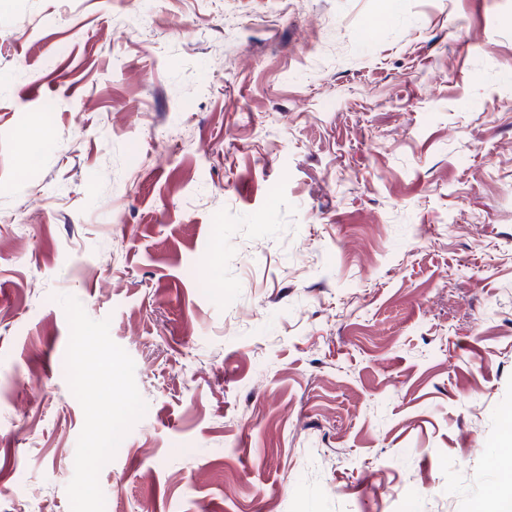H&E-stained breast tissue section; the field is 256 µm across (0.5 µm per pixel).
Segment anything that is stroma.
<instances>
[{
    "label": "stroma",
    "mask_w": 512,
    "mask_h": 512,
    "mask_svg": "<svg viewBox=\"0 0 512 512\" xmlns=\"http://www.w3.org/2000/svg\"><path fill=\"white\" fill-rule=\"evenodd\" d=\"M511 425L512 0H0V512H490Z\"/></svg>",
    "instance_id": "35a3bbf8"
}]
</instances>
